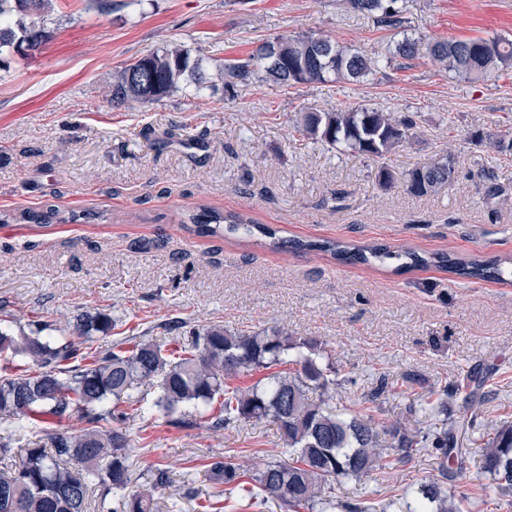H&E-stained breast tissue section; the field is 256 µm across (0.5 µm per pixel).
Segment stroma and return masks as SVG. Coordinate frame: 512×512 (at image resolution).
<instances>
[{"instance_id": "1", "label": "stroma", "mask_w": 512, "mask_h": 512, "mask_svg": "<svg viewBox=\"0 0 512 512\" xmlns=\"http://www.w3.org/2000/svg\"><path fill=\"white\" fill-rule=\"evenodd\" d=\"M409 31L433 39L512 37V0H399ZM316 33L385 53L392 33L346 0H57L51 40L0 64V327L44 335L85 312L111 314L98 338L175 342L195 329L278 325L316 339L337 386V412L363 410L380 382L375 417L427 427L419 396L464 370L485 375L486 417L512 421V284L419 269L346 264L320 252L276 249L269 238L203 236L188 223L198 206L248 213L280 236L381 243L422 254L512 258V154L472 142L474 132L512 133V70L485 82L448 75L426 56L395 59L362 83L336 80L285 89L256 81L193 96L179 91L145 106L115 107V70L172 42L207 60L248 54L277 37ZM365 104L412 115V136L386 158L402 173L443 153L452 185L425 196L383 188L378 165L302 138L298 113ZM58 209L76 222L33 224L28 211ZM180 327L168 330L170 321ZM125 408L137 484L157 469L184 481L223 512L248 506L233 487L206 478L212 456L278 454L269 422L214 431L181 427L152 406ZM438 473L416 452L368 485H333L339 502L416 489Z\"/></svg>"}]
</instances>
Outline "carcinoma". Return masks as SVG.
Segmentation results:
<instances>
[{
    "label": "carcinoma",
    "instance_id": "carcinoma-1",
    "mask_svg": "<svg viewBox=\"0 0 512 512\" xmlns=\"http://www.w3.org/2000/svg\"><path fill=\"white\" fill-rule=\"evenodd\" d=\"M397 2L348 0L353 11L377 16L397 37L389 49L391 56L412 60L424 53L448 72L473 82L512 69V39L427 41L403 28ZM54 11V0H0V57L39 49L49 37ZM275 42L278 50L271 54L265 53L262 42L249 56L230 62H210L183 45H168L113 72L108 96L122 106L130 101L154 103L185 85L203 95L215 90L218 80L226 88L254 80L281 87L333 79L361 82L381 65L378 57L322 34L302 33ZM295 128L307 139L377 162L378 180L384 186L400 179L406 191L424 196L454 182L450 152L400 175L384 163L414 128L409 116L366 105L334 111L308 108L300 113ZM25 219L34 224L68 221L53 208L29 212ZM188 220L206 236L247 237L256 230L276 238V230L265 224L211 207L200 208ZM274 245L367 265L396 260L400 269L433 263L460 277L512 283V261L507 258H462L450 252L427 257L409 248L332 240L277 238ZM112 326V316L98 311L57 329L56 336L22 331L15 335L0 329V355L24 360L17 373L0 376V423L25 421L34 437L27 447L15 448L12 436H0V512H89L94 490L98 491L96 512H159L156 495L167 484L166 471H157L154 485L124 494L134 482V472L120 406L131 403L145 388L156 393L155 407L167 416L179 415L182 424H191L189 417L197 414L209 419L212 429L263 420L277 427L282 454L288 459L224 456L208 464L207 475L214 484L237 486L260 505L329 512L336 508L327 495L332 484L349 478L362 481L392 469L412 451H424L439 460L438 476L421 483L412 499L404 494L399 503L393 494L385 503L363 498L341 508L390 512L398 505L403 512H465L466 497L448 491V464L458 472L468 469L470 459L462 443L484 417L485 398L470 389L469 375L421 396V409L442 417L441 426L426 431L400 423L387 426L372 414L335 412L329 399L336 380L328 377L330 366L317 363L321 346L291 335L285 327L227 331L220 325L208 326L193 331L188 341L173 349L131 336L85 362V350L95 342V334H108ZM284 364L297 369L273 372L265 382L246 387L228 385L241 374ZM459 394L464 395L467 413L450 419L449 400ZM75 413L84 415L88 427L76 433L51 428ZM44 436L48 448L40 444ZM480 470L494 481L492 486H480L482 501L491 498L495 507H502L503 498H512V421L492 425L481 451ZM110 495L118 498L112 510L106 509Z\"/></svg>",
    "mask_w": 512,
    "mask_h": 512
}]
</instances>
